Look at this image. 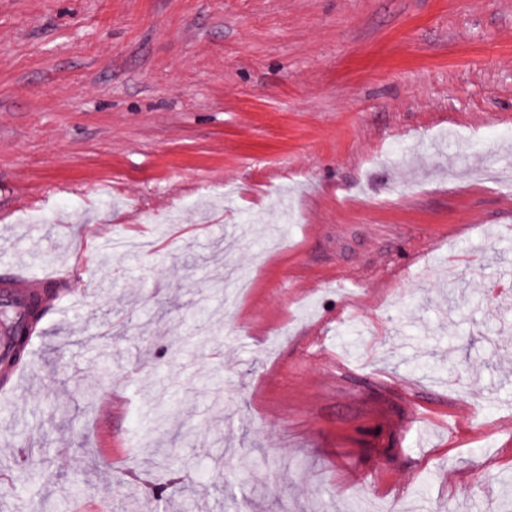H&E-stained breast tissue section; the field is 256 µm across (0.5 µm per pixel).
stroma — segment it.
<instances>
[{
    "mask_svg": "<svg viewBox=\"0 0 512 512\" xmlns=\"http://www.w3.org/2000/svg\"><path fill=\"white\" fill-rule=\"evenodd\" d=\"M505 158L512 0H0V284L76 292L0 387V512L501 505ZM64 278V275L57 269H53L40 274H22L15 272L10 280V288L17 293H26L34 288L38 283L55 282Z\"/></svg>",
    "mask_w": 512,
    "mask_h": 512,
    "instance_id": "obj_1",
    "label": "stroma"
}]
</instances>
